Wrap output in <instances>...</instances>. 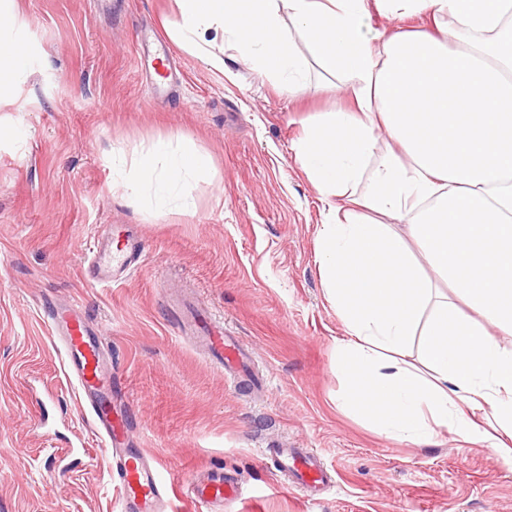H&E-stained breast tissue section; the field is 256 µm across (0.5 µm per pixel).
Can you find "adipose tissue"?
Masks as SVG:
<instances>
[{
	"label": "adipose tissue",
	"mask_w": 512,
	"mask_h": 512,
	"mask_svg": "<svg viewBox=\"0 0 512 512\" xmlns=\"http://www.w3.org/2000/svg\"><path fill=\"white\" fill-rule=\"evenodd\" d=\"M372 3L435 29L371 32ZM177 5L173 38L211 68L223 70L230 48L295 94L302 41L351 86L353 109L305 127L294 145L327 204L317 258L348 335L335 361L351 387L344 407L390 438L419 444L451 427L512 452V349L494 335L512 332V0ZM210 166L166 140L134 161L112 154L124 196L149 194L159 210L191 209V181Z\"/></svg>",
	"instance_id": "ef3b65f1"
}]
</instances>
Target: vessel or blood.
Instances as JSON below:
<instances>
[{
  "label": "vessel or blood",
  "instance_id": "obj_1",
  "mask_svg": "<svg viewBox=\"0 0 512 512\" xmlns=\"http://www.w3.org/2000/svg\"><path fill=\"white\" fill-rule=\"evenodd\" d=\"M143 250L141 238L128 225H111L95 239L84 277L99 286L117 283L139 263ZM42 305L55 332L65 373L75 383L111 452L121 512H168L171 486L162 477L157 460L130 445V422L113 398L112 364L99 328L80 305L49 299ZM175 321L194 332L195 344L205 350L216 368L229 373L244 363L233 337L225 335L223 323L207 311L185 307L177 312ZM276 456L281 472L291 475L292 487L303 493H313L326 483L327 475L313 453L281 448ZM187 495L202 512H224L235 490L225 480L223 467L214 465L188 484Z\"/></svg>",
  "mask_w": 512,
  "mask_h": 512
}]
</instances>
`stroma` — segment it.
<instances>
[{
    "instance_id": "1",
    "label": "stroma",
    "mask_w": 512,
    "mask_h": 512,
    "mask_svg": "<svg viewBox=\"0 0 512 512\" xmlns=\"http://www.w3.org/2000/svg\"><path fill=\"white\" fill-rule=\"evenodd\" d=\"M176 0H15L0 38L27 80L0 92V512H120L111 455L65 377L41 301L76 302L112 356L131 440L173 481L174 512H200L189 480L220 464L239 490L226 512H512V458L444 429L417 445L342 408L334 366L345 329L319 276L324 204L293 149L301 119L348 107V85L309 64L299 96L234 59L213 70L174 44ZM169 47L170 82L140 58ZM172 139L208 153L192 212L134 206L112 189V151ZM142 238V265L116 286L85 262L106 225ZM249 351L227 379L180 334L185 298ZM279 448L316 453L331 483L305 496Z\"/></svg>"
}]
</instances>
